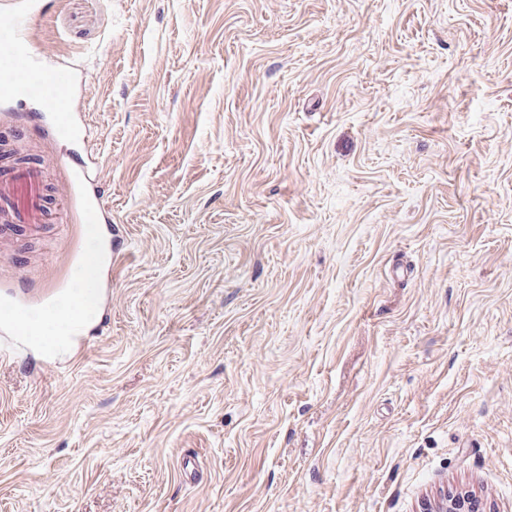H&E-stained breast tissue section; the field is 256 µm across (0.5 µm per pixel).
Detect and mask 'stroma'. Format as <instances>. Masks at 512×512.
<instances>
[{
    "mask_svg": "<svg viewBox=\"0 0 512 512\" xmlns=\"http://www.w3.org/2000/svg\"><path fill=\"white\" fill-rule=\"evenodd\" d=\"M33 45L90 134L0 116L51 213L0 304L112 255L0 360V512H512V0H50ZM57 166L66 174L67 188L71 197L80 203L81 218L85 224H107L111 222L98 186L89 184L82 166L68 155L56 159ZM71 310L68 304H62L60 306L59 314L53 317V321L50 323H41L37 326L40 336L44 337L47 333H53L52 345L55 346L57 353H65L69 350L76 324L67 316V313Z\"/></svg>",
    "mask_w": 512,
    "mask_h": 512,
    "instance_id": "stroma-1",
    "label": "stroma"
}]
</instances>
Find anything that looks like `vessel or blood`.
<instances>
[{"label":"vessel or blood","mask_w":512,"mask_h":512,"mask_svg":"<svg viewBox=\"0 0 512 512\" xmlns=\"http://www.w3.org/2000/svg\"><path fill=\"white\" fill-rule=\"evenodd\" d=\"M43 12L42 0H0V61L23 60L34 78L21 89L39 127L51 137L76 144L83 138L85 120L74 113L70 100L63 96L73 82L72 73L47 67L41 55L20 50L22 43L30 42L32 28ZM56 163L66 175L71 197L81 206L83 223H109L100 191L87 182L81 165L67 155L59 156ZM45 220L41 170L12 166L9 173L0 176V222L32 230Z\"/></svg>","instance_id":"b4317fda"}]
</instances>
